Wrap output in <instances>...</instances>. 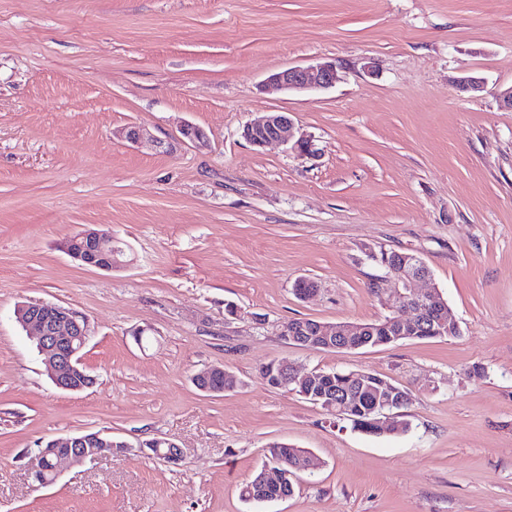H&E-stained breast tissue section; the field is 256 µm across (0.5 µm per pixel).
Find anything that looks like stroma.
<instances>
[{"instance_id": "obj_1", "label": "stroma", "mask_w": 512, "mask_h": 512, "mask_svg": "<svg viewBox=\"0 0 512 512\" xmlns=\"http://www.w3.org/2000/svg\"><path fill=\"white\" fill-rule=\"evenodd\" d=\"M323 60L332 87L264 85ZM510 87L512 0H0V512H512ZM267 112L317 156L250 145ZM87 229L122 241L123 266L63 250ZM379 249L424 261L456 335L281 338L293 319L388 315ZM27 302L88 318L92 387L55 385L15 318ZM270 362L379 375L410 393V428L330 425L261 381ZM213 366L237 387L198 390ZM86 432L125 447L38 487L39 448ZM151 439L179 463L141 452ZM275 441L314 468L286 500L242 501Z\"/></svg>"}]
</instances>
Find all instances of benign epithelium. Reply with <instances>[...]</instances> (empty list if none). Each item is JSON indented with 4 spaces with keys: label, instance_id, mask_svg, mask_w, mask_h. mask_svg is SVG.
I'll return each mask as SVG.
<instances>
[{
    "label": "benign epithelium",
    "instance_id": "1",
    "mask_svg": "<svg viewBox=\"0 0 512 512\" xmlns=\"http://www.w3.org/2000/svg\"><path fill=\"white\" fill-rule=\"evenodd\" d=\"M337 80V66L333 61H320L308 67H289L270 75L266 83L288 91H311L331 87ZM455 85L462 91L478 93L483 91L481 78L466 73L454 79ZM244 138L253 146L262 148L269 143L279 142L290 146L301 156L315 154L312 139L296 136L295 124L286 112H271L244 127ZM82 249L65 252L74 260L99 270L110 271L122 265L117 254L124 253L120 241L108 230H85L80 233ZM388 266L385 280H394L399 287L393 289L395 300L407 303L408 318H396L395 339L414 338L435 331L433 325L444 326L452 321L446 309L439 305L437 291L420 293L416 283L428 278L429 273L421 268L416 256L403 255L385 262ZM17 318L24 328H33L39 344V350L45 357V363L57 385L67 391H81L86 388L88 379L81 351L89 337V323L79 312L54 303H25L17 308ZM280 335L288 342L311 349L353 347L366 344V328L354 323L336 325L315 322L307 324L285 323ZM279 372L288 383H296L304 388L302 396L313 404L335 411L346 403V395L340 391L325 390L318 385L319 374L315 372L301 374L292 367L281 364ZM224 377V368L212 367L200 373L196 378L197 388L205 393L221 394L224 388H213L209 384L212 377ZM357 382L373 396L369 408L372 418L369 424L384 431L399 426L393 420V406L401 400V390L387 381L376 385L366 381L365 376L356 375ZM50 448L39 451L37 466L33 475L45 476L42 486L52 485L59 474L62 463L83 464L98 457L105 448L130 447L106 441L99 432L83 433L49 442Z\"/></svg>",
    "mask_w": 512,
    "mask_h": 512
}]
</instances>
